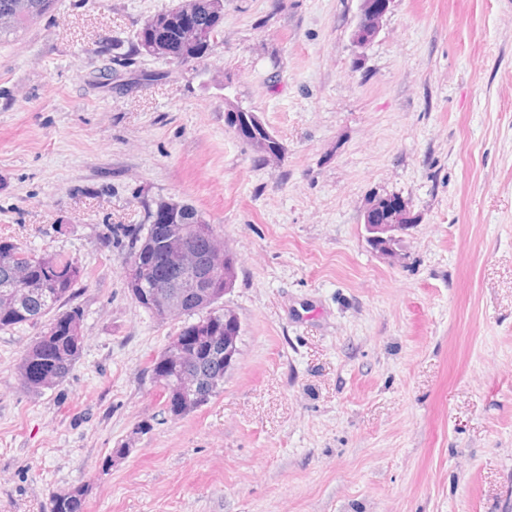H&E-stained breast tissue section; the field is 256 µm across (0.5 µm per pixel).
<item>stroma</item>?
<instances>
[{
  "label": "stroma",
  "mask_w": 512,
  "mask_h": 512,
  "mask_svg": "<svg viewBox=\"0 0 512 512\" xmlns=\"http://www.w3.org/2000/svg\"><path fill=\"white\" fill-rule=\"evenodd\" d=\"M176 2L56 0L0 46V238L86 272L62 384H18L40 326L0 331V512H512V0H393L363 48L359 0H224L203 57L115 66ZM386 194L417 219L393 259L362 224ZM161 197L238 258L240 354L182 418L149 373L181 323L124 277ZM163 20H164L163 17H158V18H155L151 23L143 26V24L146 22V21H144L143 24L141 25V27L143 26L144 29H142L140 31V35H141L142 39L145 40L148 36V33L153 30L152 27H155L156 25L160 24L161 22H163ZM166 21L167 20H165L162 24H164ZM138 30L135 32V34L131 40V49L129 50V52L117 53V55L112 56L113 57L112 60H114L118 65H121V66L130 65L133 60V57H131V56L142 55V54L148 55L149 54L150 46H148L147 44H144L140 41V39L138 37ZM389 197H379L373 199L368 206L366 207L363 213V222L365 224L364 229L366 232V240L370 244L373 249L379 248V245L385 243L383 240L372 238V235H375L374 232L371 231V228L378 226L379 224H371L370 221L377 216L378 213H382L383 204L389 201ZM367 224V225H366ZM83 489L55 495L49 502L47 512H83Z\"/></svg>",
  "instance_id": "stroma-1"
}]
</instances>
